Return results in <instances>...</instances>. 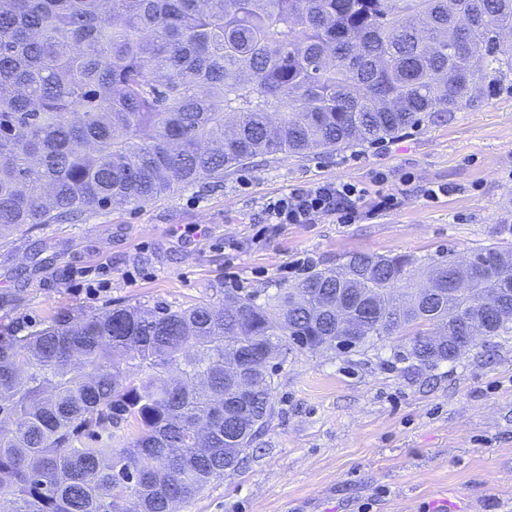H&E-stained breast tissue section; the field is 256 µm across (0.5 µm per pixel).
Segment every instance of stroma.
I'll list each match as a JSON object with an SVG mask.
<instances>
[{
  "instance_id": "35a3bbf8",
  "label": "stroma",
  "mask_w": 512,
  "mask_h": 512,
  "mask_svg": "<svg viewBox=\"0 0 512 512\" xmlns=\"http://www.w3.org/2000/svg\"><path fill=\"white\" fill-rule=\"evenodd\" d=\"M385 183H377V174ZM363 188L369 218L264 231L267 197L318 182ZM447 187L429 201L425 187ZM396 208L377 212L379 193ZM512 235V85L401 135L305 158L258 156L142 206L23 228L0 241V331L113 305L267 296L356 252L457 259ZM310 266H303V259ZM397 338L294 351L274 413L236 470L178 512H512V335L423 366Z\"/></svg>"
}]
</instances>
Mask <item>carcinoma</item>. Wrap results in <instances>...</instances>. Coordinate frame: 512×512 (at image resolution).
I'll return each instance as SVG.
<instances>
[{
  "mask_svg": "<svg viewBox=\"0 0 512 512\" xmlns=\"http://www.w3.org/2000/svg\"><path fill=\"white\" fill-rule=\"evenodd\" d=\"M504 28L512 0H6L0 239L460 110L512 76ZM508 247L467 269L352 253L261 303L118 305L0 335V512H176L267 426L270 360L400 336L423 365L454 362L487 310L489 335L512 332Z\"/></svg>",
  "mask_w": 512,
  "mask_h": 512,
  "instance_id": "1",
  "label": "carcinoma"
}]
</instances>
